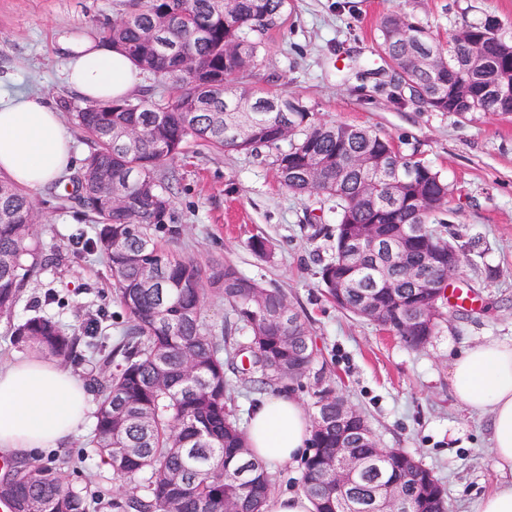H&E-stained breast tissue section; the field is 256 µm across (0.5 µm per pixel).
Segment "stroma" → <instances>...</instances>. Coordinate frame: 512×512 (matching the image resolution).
Listing matches in <instances>:
<instances>
[{
	"label": "stroma",
	"mask_w": 512,
	"mask_h": 512,
	"mask_svg": "<svg viewBox=\"0 0 512 512\" xmlns=\"http://www.w3.org/2000/svg\"><path fill=\"white\" fill-rule=\"evenodd\" d=\"M134 0H0V90L41 92L56 103L81 99L60 80L55 33L80 29L103 35ZM393 10L440 35L500 20L512 35V0H291L285 23L270 30L257 68L259 89L288 92L325 121L374 129L418 149L456 193L448 216L463 241H475L470 263L454 278L473 289L475 305L449 311L437 336L412 349L368 320L336 308L321 286V261L329 260L336 215L318 198L283 188L271 160L225 152L189 141L176 164L180 184L174 207L182 222L175 252L201 263L227 261L243 274L280 288L310 320L323 376L367 419L381 447L400 448L428 468L448 490L449 512H474L493 488L490 434L485 418L456 399L448 380L452 358L490 340L512 341V115L476 113L468 118L421 112L394 104L375 78L379 21ZM36 230L59 263L25 288L15 317L37 310L45 290L64 307L51 308L67 330L86 335L102 315L115 311L100 256H76L71 234L82 225L80 208L57 183L32 190ZM267 241L262 255L251 239ZM91 426L63 449L37 451L35 460L69 459L70 483L89 492L115 490L111 470L85 444Z\"/></svg>",
	"instance_id": "obj_1"
}]
</instances>
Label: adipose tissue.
<instances>
[{"label":"adipose tissue","mask_w":512,"mask_h":512,"mask_svg":"<svg viewBox=\"0 0 512 512\" xmlns=\"http://www.w3.org/2000/svg\"><path fill=\"white\" fill-rule=\"evenodd\" d=\"M63 83L89 103L127 98L142 82L132 60L101 37L63 32L56 38ZM76 160L60 108L36 94L0 97V177L37 189ZM449 380L459 402L487 416L490 462L500 480L476 512H512V342L469 347L453 360ZM90 396L81 379L54 361L0 365V452L26 459L78 435ZM311 421L293 396L276 393L254 409L246 430L253 457L293 462L309 445Z\"/></svg>","instance_id":"obj_1"}]
</instances>
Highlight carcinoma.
Returning a JSON list of instances; mask_svg holds the SVG:
<instances>
[{"mask_svg": "<svg viewBox=\"0 0 512 512\" xmlns=\"http://www.w3.org/2000/svg\"><path fill=\"white\" fill-rule=\"evenodd\" d=\"M288 0H137L136 8L108 30L106 38L142 70L177 93L114 100L73 113L93 150L73 175L79 204L92 222L81 235L83 251L106 260L118 310L119 335L81 340L55 319L37 313L11 323L23 290L39 271L57 261L35 233L29 193L0 179V319L10 323L18 348L61 362L77 348L94 357L108 376L94 380L95 425L90 450L126 490L112 496V512H262L272 475L250 457L241 416L227 395L225 362L240 359L241 373L259 388L300 384L313 371L309 320L278 288L241 275L230 263L208 272L191 256L169 250L163 240L180 234L173 198V165L191 139L224 151L267 152L289 191L333 203L336 234L331 258L319 278L340 309L358 314L361 289L351 282L345 246L359 228L377 224L398 239L412 230L410 256L422 264L436 248L454 249L459 267L470 253L447 238L453 189L442 174L403 153L376 131L325 123L288 94L259 95L244 87L256 76L264 36L281 20ZM380 58L390 71V98L426 111L468 115L512 114V38L488 15L448 35L446 43L401 12L379 24ZM194 45L196 65L178 67L164 54L169 45ZM446 48L431 66L432 50ZM288 99L285 109L273 103ZM137 131L135 141L116 138ZM421 201L418 222L406 202ZM424 268L420 280L393 274L394 287L376 289L384 316L363 315L394 333L410 348L437 335L445 320L441 304L447 281ZM224 298V331L203 312L204 296ZM428 315L411 328L409 315ZM314 415L333 424L312 427L301 484L315 512H358L353 504L376 494L375 508L401 512H448L441 482L422 464L409 470L400 448H377L375 434L359 426H336V406L348 402L328 385L315 392ZM366 467L353 483L336 487V447ZM0 500L13 512H91L87 491L69 484L56 463H15L0 479Z\"/></svg>", "mask_w": 512, "mask_h": 512, "instance_id": "cac0c4a2", "label": "carcinoma"}]
</instances>
